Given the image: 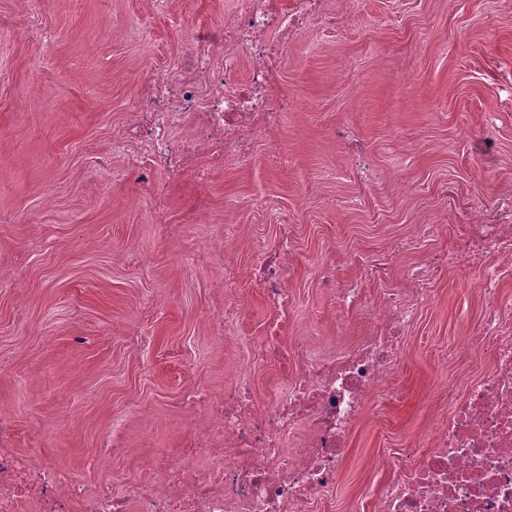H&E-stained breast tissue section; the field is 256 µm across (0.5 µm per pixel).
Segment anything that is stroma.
I'll return each mask as SVG.
<instances>
[{
    "instance_id": "obj_1",
    "label": "stroma",
    "mask_w": 512,
    "mask_h": 512,
    "mask_svg": "<svg viewBox=\"0 0 512 512\" xmlns=\"http://www.w3.org/2000/svg\"><path fill=\"white\" fill-rule=\"evenodd\" d=\"M233 0H0V415L6 448L38 449L85 473L88 490L140 481L154 449L184 448L206 424L180 406L193 386L240 370L273 399L288 377L265 355L258 256L290 236L292 317L316 351L360 336L362 309L337 318L321 272L443 233L402 256L372 297L402 288L421 253L448 248L442 188L474 205L512 186V0H364L347 27L283 42L273 75L286 106L276 142L236 167L209 157L206 184L156 170L122 139L152 71L180 74L188 30L223 24ZM347 129V139L337 138ZM292 173L272 167L273 151ZM234 207L241 243L192 262ZM252 296L240 316L242 293ZM389 379L349 436L335 485L298 512H376L387 458L428 427L443 379L481 366L460 355L480 325L477 268L453 267L417 299ZM128 447H102L113 421Z\"/></svg>"
}]
</instances>
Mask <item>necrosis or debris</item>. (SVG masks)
Returning <instances> with one entry per match:
<instances>
[{
	"mask_svg": "<svg viewBox=\"0 0 512 512\" xmlns=\"http://www.w3.org/2000/svg\"><path fill=\"white\" fill-rule=\"evenodd\" d=\"M327 5L235 0L223 25L191 30L181 78L150 74L145 106L130 114L126 137L140 141L170 175L191 171L201 182L208 174L196 165L200 155L230 168L257 142H274L281 113L270 64L280 46L270 36L299 34L315 24L337 29L363 11V0H341L333 12ZM218 51L224 56L220 66L212 61ZM243 56L250 70L240 82L234 72ZM179 126L186 134L177 141L171 132ZM443 205L455 216L452 248L413 268L406 290L386 294L349 350L322 356L313 353L310 339L296 343L290 384L270 401L255 394L244 373L219 396L197 391L206 427L189 450L157 449L153 473L140 483L107 485L91 494L59 458L0 450V512H296L335 484L353 424L387 384L414 315L408 296L427 295L431 281L457 266L480 269L486 310L470 350L486 352L490 367L465 386L436 387L429 401L433 425L390 459L379 512H512V321L498 297L502 273L489 262L512 255V191L488 205L453 198ZM292 271L286 243L262 255L255 268L270 310L266 343L274 356L290 327ZM294 425L307 429L295 453L285 446Z\"/></svg>",
	"mask_w": 512,
	"mask_h": 512,
	"instance_id": "1",
	"label": "necrosis or debris"
}]
</instances>
